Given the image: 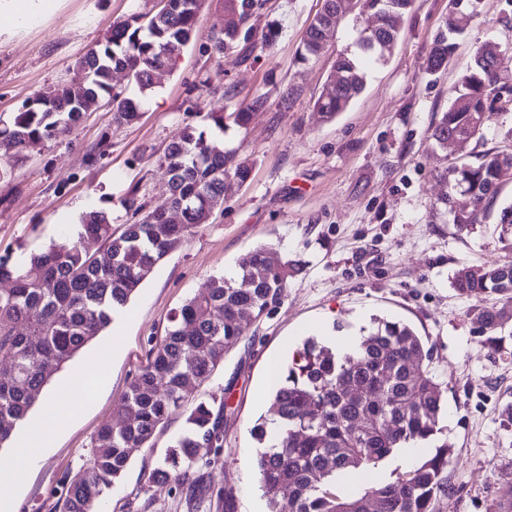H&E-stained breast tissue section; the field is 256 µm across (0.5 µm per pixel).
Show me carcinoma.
I'll return each mask as SVG.
<instances>
[{
  "label": "carcinoma",
  "mask_w": 512,
  "mask_h": 512,
  "mask_svg": "<svg viewBox=\"0 0 512 512\" xmlns=\"http://www.w3.org/2000/svg\"><path fill=\"white\" fill-rule=\"evenodd\" d=\"M154 13L134 14L114 25L105 43L90 49L73 76L37 92L0 127V140L23 152L65 136L79 123L89 104L105 97L117 123L140 118L138 104L112 86L115 69L128 71L140 89L154 84L157 71L171 67L192 40L201 0H161ZM266 0H224V27L207 51L218 59L238 54L244 60L255 50H269L277 36L267 24L261 41L253 21ZM413 0H324L323 11L301 39L299 60L319 57L327 35L353 10L372 18L356 51L336 59L335 71L316 101L333 120L363 91V60L381 61L390 53ZM481 0H456L425 59L434 74L448 66L456 45L448 34L463 33L478 15ZM478 47L455 88V97L432 126V138L447 146L456 137L472 140L492 120L504 90L512 92V55L479 62ZM265 104L260 95L229 114L208 112L203 125L184 127L164 156L171 205L181 221L165 218L166 208L143 212L138 190L125 199L134 221L120 234L112 231L107 213L91 211L81 218L77 239H66L32 253L22 263L0 257V281L12 288L0 292V448L8 447L15 426L41 401L52 376L86 344L102 334L131 300L154 266L176 249L192 229L209 223L224 205V182L243 183L252 161L224 152L218 134L224 117L248 124ZM448 193L465 194L466 212L452 214L460 232L489 217L501 186L512 180V148L481 155L475 165L461 162L444 177ZM499 238L512 252V206L499 213ZM103 242L106 258L93 259L83 241ZM294 264L274 257L266 245L256 247L237 278L212 277L206 289L186 300L170 318L166 335L151 348L144 366L122 397L117 417L103 422L93 439L88 466L67 480L62 512H98L102 488L126 470L133 455L150 446L171 408L185 402L192 382L206 380L224 362V354L245 336L247 325L267 317L279 302ZM458 295L472 299L469 316L478 324L481 343L497 352L512 320V259L474 266L453 274ZM502 306L482 304L488 294ZM431 349L403 321H381L358 344L340 353L312 339L297 351L292 365L276 373L270 427L258 423L256 472L268 512H435L448 495L445 472L453 455L441 422L447 386L425 361ZM224 403L200 401L192 406L186 428L174 440L147 481L167 482L186 490L188 499L204 502L210 486L197 473L200 449L224 446L221 418ZM434 443L432 452L395 478L381 477L383 466L401 459L417 444ZM354 473L362 490L350 493L336 479Z\"/></svg>",
  "instance_id": "1"
}]
</instances>
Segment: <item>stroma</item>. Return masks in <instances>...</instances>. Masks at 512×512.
Here are the masks:
<instances>
[{
  "instance_id": "35a3bbf8",
  "label": "stroma",
  "mask_w": 512,
  "mask_h": 512,
  "mask_svg": "<svg viewBox=\"0 0 512 512\" xmlns=\"http://www.w3.org/2000/svg\"><path fill=\"white\" fill-rule=\"evenodd\" d=\"M321 7L322 0H269L254 23L259 32L269 20L279 23L269 55L218 61L203 48L224 25L222 0H202L191 43L153 88L113 74V84L140 104L136 122L116 123L111 108L96 102L69 137L24 157L0 142V256L16 261L76 234L88 211L108 213L113 231H122L130 187L147 209L165 206L162 160L173 135L207 112L235 110L258 94L266 99L247 126L224 130L225 150L252 159L249 180L228 182L222 210L155 265L105 333L48 385L47 394L59 392L96 359L107 371L94 400L65 428L45 425L49 443L19 486L14 512H56L65 478L87 467L99 426L165 336L171 313L212 276L238 274L260 245L296 267L280 305L248 327L207 380L188 388L186 403L172 410L150 447L103 490L99 512H267L251 435L258 419L273 417L266 374L287 366L307 338L325 345L330 335L359 336L381 320L412 325L433 349L430 370L448 387L443 424L454 454L442 512H491L512 499V425L502 416L512 404V337L499 352L484 348L473 334L471 300L451 286L461 264L507 258L496 215L512 205V181L502 186L492 218L467 232L456 231L440 201L442 175L458 157L474 163L484 151L512 144V104L462 153L431 137L476 48L490 39L512 47V0H482L476 20L455 36L447 69L435 75L424 61L449 0H413L388 58L367 63L363 92L330 122L315 103L337 56L355 50L364 22L343 17L321 55L300 62L302 35ZM158 8V0H60L52 17L19 37L0 18V124L34 92L70 79L77 60L105 42L116 21ZM215 395L227 402L224 447L202 469L212 498L196 507L170 485L146 479L185 428L191 403Z\"/></svg>"
}]
</instances>
